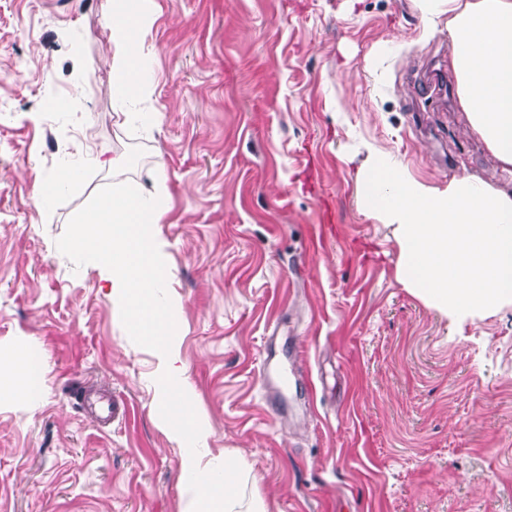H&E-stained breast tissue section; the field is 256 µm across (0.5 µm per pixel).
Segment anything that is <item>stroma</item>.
I'll list each match as a JSON object with an SVG mask.
<instances>
[{"mask_svg": "<svg viewBox=\"0 0 512 512\" xmlns=\"http://www.w3.org/2000/svg\"><path fill=\"white\" fill-rule=\"evenodd\" d=\"M150 97L117 103L112 0H0V353L46 357L0 400V512H184L180 450L96 264L55 242L102 187L164 164L167 292L208 436L266 512H512V306L453 327L367 218L368 146L438 186L512 192L471 131L447 32L412 0H152ZM446 93L423 107V76ZM66 109L46 113L48 99ZM155 110L144 126L132 112ZM123 156L119 173L89 155ZM79 178L36 203L62 163ZM287 376L267 396L261 370ZM111 395L100 427L80 391ZM13 377L20 383L14 385V379L0 378V398L20 392L27 399L37 401L43 392V356L32 348L13 351L7 358Z\"/></svg>", "mask_w": 512, "mask_h": 512, "instance_id": "35a3bbf8", "label": "stroma"}]
</instances>
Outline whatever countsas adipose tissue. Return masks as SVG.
<instances>
[{"label":"adipose tissue","instance_id":"obj_1","mask_svg":"<svg viewBox=\"0 0 512 512\" xmlns=\"http://www.w3.org/2000/svg\"><path fill=\"white\" fill-rule=\"evenodd\" d=\"M425 33L446 27L458 96L471 129L504 166L512 167V0H413ZM150 0H113L112 72L115 94H150L152 58L142 36L150 24ZM10 377L0 378V398L22 393L39 400L43 356L32 348L7 358Z\"/></svg>","mask_w":512,"mask_h":512}]
</instances>
